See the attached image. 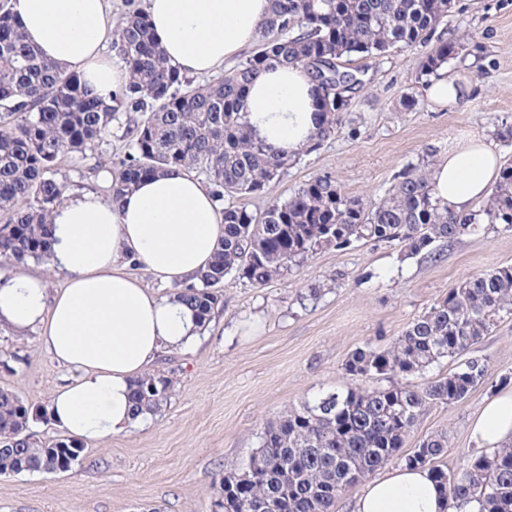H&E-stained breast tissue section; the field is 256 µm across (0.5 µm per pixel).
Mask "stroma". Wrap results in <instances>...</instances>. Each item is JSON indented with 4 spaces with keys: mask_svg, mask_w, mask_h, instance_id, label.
Returning a JSON list of instances; mask_svg holds the SVG:
<instances>
[{
    "mask_svg": "<svg viewBox=\"0 0 512 512\" xmlns=\"http://www.w3.org/2000/svg\"><path fill=\"white\" fill-rule=\"evenodd\" d=\"M437 32L464 37L463 57L448 73L470 87L467 106L432 102L418 68L431 50L416 43L382 57H352L363 88L336 128L311 153L300 154L267 195L246 198L250 210L285 199L319 175L342 192L377 201L407 165H430L448 154V140L468 131L487 135L512 158V0H454ZM135 115L120 112L95 153L104 168L129 151ZM512 265V231L491 226L437 242L432 255H407L398 245L360 241L325 247L283 278L262 286L228 282L199 345L162 354L154 368L175 384L161 415L126 433L86 444L65 473L0 475V512H211L210 486L248 460L265 425L321 391L344 387L349 354L400 336L440 297L466 278ZM488 375L469 396L428 409L406 445L444 432L443 462L454 470L474 451L470 425L486 401L512 378V318L473 346ZM0 387L27 404L47 407L72 373L40 346L36 332L0 326Z\"/></svg>",
    "mask_w": 512,
    "mask_h": 512,
    "instance_id": "stroma-1",
    "label": "stroma"
}]
</instances>
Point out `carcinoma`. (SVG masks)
<instances>
[{
    "label": "carcinoma",
    "instance_id": "cac0c4a2",
    "mask_svg": "<svg viewBox=\"0 0 512 512\" xmlns=\"http://www.w3.org/2000/svg\"><path fill=\"white\" fill-rule=\"evenodd\" d=\"M454 0H271L262 48L205 85L170 67L140 10L130 11L114 42L133 79L103 100L88 94L79 75L43 58L0 0V258L21 266L47 262L50 216L63 200L57 178L64 158H92L118 112L139 113L130 130L132 152L117 168L120 188L168 167L206 174L217 202L265 194L289 162L254 136L244 98L254 77L278 64L305 66L319 90L313 152L336 135L351 93L363 86L336 62L356 55L378 57L404 44L425 42L448 17ZM460 42L440 38L421 65L428 76L454 57ZM339 84L342 95L328 91ZM224 236L213 263L176 292L208 327L228 280L264 285L324 246L355 241L402 243L409 255L430 254L435 243L475 234L487 225L512 229V162L485 205L458 215L434 199L428 174L417 167L398 172L387 195L368 206L342 193L331 176H319L293 196L271 200L261 212L223 208ZM512 315V266L470 277L412 321L384 348L366 344L345 363L353 383L306 399L259 434L247 462L212 485V512H335L350 488L385 466L418 424L426 408L453 404L488 375L485 360L468 356L503 317ZM448 359L456 366L418 388ZM372 376L390 379L371 387ZM173 380L149 372L136 381L134 410L158 413ZM33 409L0 389V475L53 472L63 458L78 464L84 444L67 437H29ZM448 436L431 434L404 455L409 466L427 467L452 512H512V446L465 456L450 473L438 464Z\"/></svg>",
    "mask_w": 512,
    "mask_h": 512
}]
</instances>
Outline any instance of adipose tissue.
<instances>
[{
	"mask_svg": "<svg viewBox=\"0 0 512 512\" xmlns=\"http://www.w3.org/2000/svg\"><path fill=\"white\" fill-rule=\"evenodd\" d=\"M155 40L169 64L187 75H210L260 36L270 0H143ZM10 12L43 57L78 74L105 96L130 80L106 55L115 41L109 0H10ZM314 84L300 65L261 71L246 96L254 134L296 156L315 138ZM502 166L484 134L448 148L431 172L440 205L463 213L489 197ZM224 234V216L193 172L171 167L117 195L65 194L51 218L49 265L64 288L16 272L0 279V325L38 328L39 342L73 378L54 391L51 424L81 441L102 440L137 422L133 382L168 350L199 341L195 313L177 296H160L129 274L140 262L153 280L182 287L196 281ZM477 448L512 441V392L491 399L471 426ZM352 512H449L430 470L406 465L370 481Z\"/></svg>",
	"mask_w": 512,
	"mask_h": 512,
	"instance_id": "adipose-tissue-1",
	"label": "adipose tissue"
}]
</instances>
